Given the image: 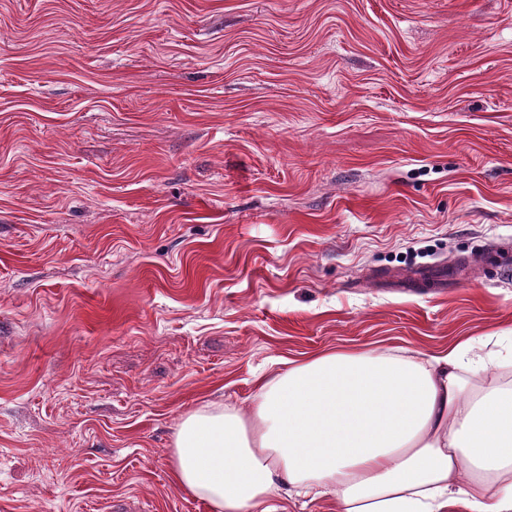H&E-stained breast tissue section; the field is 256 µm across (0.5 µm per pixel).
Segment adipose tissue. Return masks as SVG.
I'll return each mask as SVG.
<instances>
[{
  "label": "adipose tissue",
  "instance_id": "adipose-tissue-1",
  "mask_svg": "<svg viewBox=\"0 0 512 512\" xmlns=\"http://www.w3.org/2000/svg\"><path fill=\"white\" fill-rule=\"evenodd\" d=\"M484 344L286 361L249 411L182 416L173 479L213 512H269L284 493H332L343 512H512V356Z\"/></svg>",
  "mask_w": 512,
  "mask_h": 512
}]
</instances>
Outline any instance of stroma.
Segmentation results:
<instances>
[{
    "label": "stroma",
    "instance_id": "obj_1",
    "mask_svg": "<svg viewBox=\"0 0 512 512\" xmlns=\"http://www.w3.org/2000/svg\"><path fill=\"white\" fill-rule=\"evenodd\" d=\"M510 238L512 0H0V512H212L183 413L506 335Z\"/></svg>",
    "mask_w": 512,
    "mask_h": 512
}]
</instances>
